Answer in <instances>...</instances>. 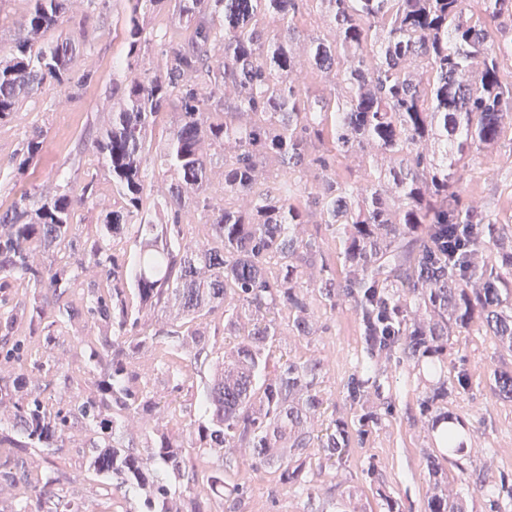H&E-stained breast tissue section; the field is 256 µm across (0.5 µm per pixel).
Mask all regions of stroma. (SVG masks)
Instances as JSON below:
<instances>
[{"label":"stroma","mask_w":512,"mask_h":512,"mask_svg":"<svg viewBox=\"0 0 512 512\" xmlns=\"http://www.w3.org/2000/svg\"><path fill=\"white\" fill-rule=\"evenodd\" d=\"M125 0H78L75 17L85 19L89 38L73 57L75 74L91 72L93 79L68 101L53 92L34 95L0 122V212L21 192L39 187L49 190L68 183L82 187L93 183L98 203L81 209L75 228L81 239H93L100 229V210L111 207L112 180L101 160L86 150L98 130L108 124L112 82L121 78L117 68L125 54L122 17ZM46 130L38 160L19 170L17 153L25 133ZM465 190L475 201L499 209L509 218L505 232L512 235V151L500 146L470 161ZM324 331L317 336L281 337L277 348L300 360L316 358L325 363L321 388L330 405L326 417L352 420L354 413L344 397V383L356 364L361 339L356 315L350 305L318 315ZM81 322L65 324L50 343L29 347L28 370L54 357L88 371L90 351L80 348ZM466 372L468 384L459 387L458 372ZM512 373V348L502 344L481 322L469 328H448V349L437 374L396 369L389 379L394 412L372 426L363 443L354 445L342 477L351 499L332 490L326 472L311 470L306 487L285 486L276 474L255 470L246 453L237 455L238 476L249 492L245 512H387L385 497L396 500L401 512H427L428 490L434 483L447 486L463 502L466 512H512V401L499 397L495 378ZM447 386L448 400L441 403L464 433L465 449L458 463L446 460L437 448L428 417L419 401L423 392ZM90 434L76 431L63 449L67 474L55 486L59 495L79 502L93 500L99 512H143L139 493L90 470ZM435 468H428V460ZM375 473H368L369 464Z\"/></svg>","instance_id":"35a3bbf8"}]
</instances>
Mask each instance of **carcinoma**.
I'll list each match as a JSON object with an SVG mask.
<instances>
[{"label": "carcinoma", "instance_id": "carcinoma-1", "mask_svg": "<svg viewBox=\"0 0 512 512\" xmlns=\"http://www.w3.org/2000/svg\"><path fill=\"white\" fill-rule=\"evenodd\" d=\"M7 50H0V122L48 84L74 98L91 73L73 74L85 37L83 22L42 44L44 33L76 0H29ZM125 78L112 83V121L90 144L112 179V208L101 210L106 233L78 249L77 212L96 204L93 183L77 191H24L0 214V288L24 281L33 302L0 313V345L15 362L0 377L1 448H61L77 422L112 434L90 442V467L144 491L145 512H240L248 487L231 479L234 453L279 482L305 483L318 460L340 482L355 439L392 413L384 396L388 366L434 371L448 348V321L468 327L480 315L512 346V249L495 211L473 204L463 189L466 160L499 146L512 128V0H127ZM169 7L181 32L149 28ZM307 15L318 31L301 29ZM161 56L150 55L152 45ZM320 76L310 90L307 76ZM171 121L157 145V118ZM44 130L25 134L19 166L36 160ZM152 162L161 175L147 180ZM344 167L347 175L338 172ZM153 199L154 213L146 211ZM209 227L193 233L194 219ZM325 226L337 239L334 266L323 239L304 226ZM130 234L139 246L133 269L107 235ZM495 249L501 264L456 267L458 243ZM65 244L69 261L55 268L43 254ZM87 275L86 304L98 347L95 374L83 391L69 366L49 360L35 382L22 347L11 344L16 320L45 332L79 316L70 297ZM350 305L363 338V358L345 383L360 410L353 424L309 423L328 402L322 364L279 357L265 370L282 336H317L316 311ZM173 316L151 335L141 321ZM222 342L201 409L173 434L178 397L148 387L161 366L181 393L198 365ZM61 378L79 389L54 408L45 392ZM26 390L23 397L16 393ZM448 389L427 393L421 411L437 412ZM152 430L141 450L121 430ZM448 456L464 436L448 421L437 436ZM217 456L219 467L201 465ZM174 472L203 491L179 502L167 481ZM54 512H97L94 503L59 500ZM428 512H465L435 485Z\"/></svg>", "mask_w": 512, "mask_h": 512}]
</instances>
